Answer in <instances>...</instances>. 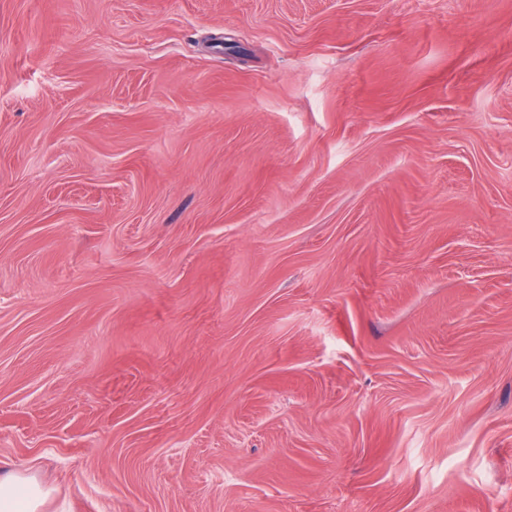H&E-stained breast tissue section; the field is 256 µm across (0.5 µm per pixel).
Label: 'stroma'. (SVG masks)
Here are the masks:
<instances>
[{
    "mask_svg": "<svg viewBox=\"0 0 512 512\" xmlns=\"http://www.w3.org/2000/svg\"><path fill=\"white\" fill-rule=\"evenodd\" d=\"M0 467L512 512V0H0Z\"/></svg>",
    "mask_w": 512,
    "mask_h": 512,
    "instance_id": "obj_1",
    "label": "stroma"
}]
</instances>
